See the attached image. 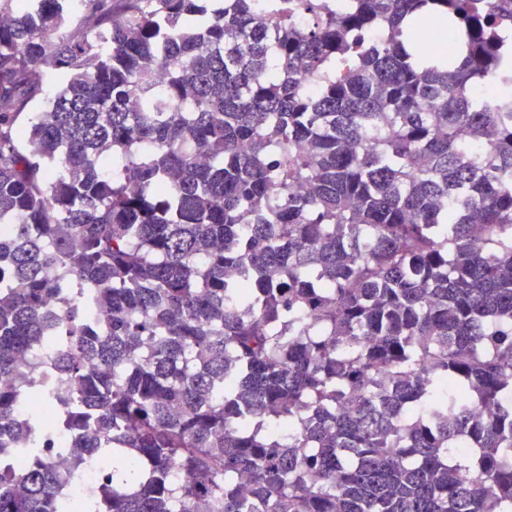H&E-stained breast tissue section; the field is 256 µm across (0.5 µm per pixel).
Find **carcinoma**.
Segmentation results:
<instances>
[{
  "mask_svg": "<svg viewBox=\"0 0 512 512\" xmlns=\"http://www.w3.org/2000/svg\"><path fill=\"white\" fill-rule=\"evenodd\" d=\"M511 30L512 0H0V512H512ZM47 336L66 425L95 412L66 468L14 412Z\"/></svg>",
  "mask_w": 512,
  "mask_h": 512,
  "instance_id": "obj_1",
  "label": "carcinoma"
}]
</instances>
